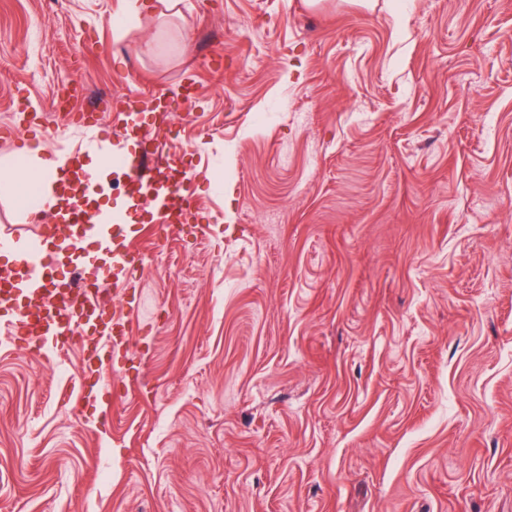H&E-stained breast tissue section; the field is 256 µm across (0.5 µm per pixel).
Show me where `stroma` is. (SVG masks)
Here are the masks:
<instances>
[{
	"mask_svg": "<svg viewBox=\"0 0 512 512\" xmlns=\"http://www.w3.org/2000/svg\"><path fill=\"white\" fill-rule=\"evenodd\" d=\"M124 6L0 0V126L46 125L0 162L91 111L199 216L108 197L141 286L93 376L0 320V512H512V0Z\"/></svg>",
	"mask_w": 512,
	"mask_h": 512,
	"instance_id": "1",
	"label": "stroma"
}]
</instances>
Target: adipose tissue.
I'll return each instance as SVG.
<instances>
[{"instance_id":"1","label":"adipose tissue","mask_w":512,"mask_h":512,"mask_svg":"<svg viewBox=\"0 0 512 512\" xmlns=\"http://www.w3.org/2000/svg\"><path fill=\"white\" fill-rule=\"evenodd\" d=\"M64 160L62 156L44 158L26 155L7 162L0 174V197L13 200L28 216L40 219L57 205L55 176Z\"/></svg>"}]
</instances>
